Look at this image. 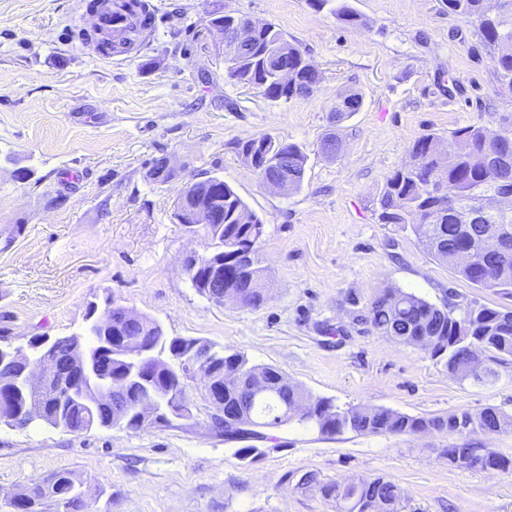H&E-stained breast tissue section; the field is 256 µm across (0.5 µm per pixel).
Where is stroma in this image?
<instances>
[{"instance_id":"1","label":"stroma","mask_w":512,"mask_h":512,"mask_svg":"<svg viewBox=\"0 0 512 512\" xmlns=\"http://www.w3.org/2000/svg\"><path fill=\"white\" fill-rule=\"evenodd\" d=\"M86 2L0 0V331L67 336L90 304L111 298L169 335L274 366L341 408L512 415L511 357H482L494 382L462 379L361 320L389 288L512 309V296L462 279L375 214L416 139L512 113V91L446 0H348L358 28L308 0H151L150 37L112 60L79 38L91 23ZM216 3L277 25L320 71L314 95L273 102L225 80L202 35ZM348 90L363 105L333 121ZM329 133L343 142L333 157L321 149ZM264 134L306 155L297 189H268L236 154L235 142ZM162 157L175 176L157 183L149 172ZM18 168L32 177L17 180ZM190 172L220 177L263 220L260 307L219 305L193 287L183 260L205 252L204 231L174 217ZM465 444L512 459V430L324 437L292 423L253 440L260 453L244 460L202 402L191 419L139 432L0 424V512L60 471L88 486L84 512H338L335 498L298 486L306 471L334 485L385 477L404 512H512V467L450 465L446 449Z\"/></svg>"}]
</instances>
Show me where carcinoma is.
<instances>
[{
  "mask_svg": "<svg viewBox=\"0 0 512 512\" xmlns=\"http://www.w3.org/2000/svg\"><path fill=\"white\" fill-rule=\"evenodd\" d=\"M448 13L466 24L477 27L481 44L489 53L501 86L512 90V0H503L496 12L487 8V0H447ZM316 10L334 5L336 18L352 27L363 24L361 16L348 0H309ZM237 68L226 74L229 81L243 86L263 89L271 101L307 98L313 95L321 80L320 72L304 52L275 24L257 22L253 43L238 52ZM288 66L292 76L282 84L275 79L273 63ZM359 94L339 96L333 109L334 119L340 121L347 112L360 108ZM274 137H260L235 143L242 160H251L265 167L268 178H276L283 170L271 164L270 152ZM451 141L457 147L456 160L451 166L442 164L443 140L423 136L410 147V161L387 178L378 199V221L399 224L410 229L428 254L445 262L459 249L469 246L474 238L491 233L497 221L467 224L452 213V203H459L474 192L491 187L512 189V162L500 165L493 155L512 159V136L500 137L496 126L469 124L455 129ZM282 152L288 155V181L302 183L306 156L298 145L284 143ZM198 210L212 215V223L204 225L211 251L197 260L189 259L186 267L192 285L209 295L212 274L224 271V291L238 298L243 307L257 308L265 300L263 289L251 288L235 260L240 250H257L264 233L261 218L249 209L241 197L218 177L203 182H187L177 200L175 217L181 224L191 223ZM464 280L481 288L512 292V240L499 251L488 253L472 265L455 266ZM110 322L102 327L92 325L86 330V345L99 353L103 374L120 378L134 362V354L145 348L155 358L147 384L134 382L128 386L121 402L112 403V410L100 412L104 427L121 426L140 431L155 424L171 425V420L159 417L147 420L136 406L154 402L177 401L184 411L178 418L191 416V400L187 390L195 382L193 370L199 350L208 353L213 386L224 388V411L233 414L232 420H215L214 429L224 440L237 442L265 439L266 431L295 422L314 427L318 433L333 436L344 432L356 434H407L421 432L452 435L472 423L486 433L512 429V417L496 407H486L478 413L467 410L447 416H415L388 408L341 410L325 397H314L302 386L291 383L273 366L253 365L247 357L226 347H217L195 338L168 335L161 323L152 317L107 300ZM366 320L373 328L399 343L412 345L415 337L425 333L434 338L430 354L445 360V364L466 366L476 355L487 354L496 359L512 356V311H503L485 304L458 307L449 303L438 306L413 293L389 289L370 304ZM258 371L264 383L250 389L235 381V375ZM80 387V381L54 380L49 386L27 384L0 388L8 399V410L26 415L44 411L42 422L71 433L89 429V411L70 391ZM512 461L491 449L473 467L507 469ZM298 486L317 487L325 497L336 496L346 503L345 512H401V492L398 486L383 477L351 481L344 486L323 484L316 473H303ZM79 494L69 473L53 475L47 492L29 503L16 504V512H43L47 499L61 504L66 496Z\"/></svg>",
  "mask_w": 512,
  "mask_h": 512,
  "instance_id": "cac0c4a2",
  "label": "carcinoma"
}]
</instances>
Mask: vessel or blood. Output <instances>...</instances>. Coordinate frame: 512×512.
I'll use <instances>...</instances> for the list:
<instances>
[{
  "instance_id": "b4317fda",
  "label": "vessel or blood",
  "mask_w": 512,
  "mask_h": 512,
  "mask_svg": "<svg viewBox=\"0 0 512 512\" xmlns=\"http://www.w3.org/2000/svg\"><path fill=\"white\" fill-rule=\"evenodd\" d=\"M138 37V19L129 0H95L92 28L83 38L93 44L98 56L112 58L114 46H127Z\"/></svg>"
}]
</instances>
